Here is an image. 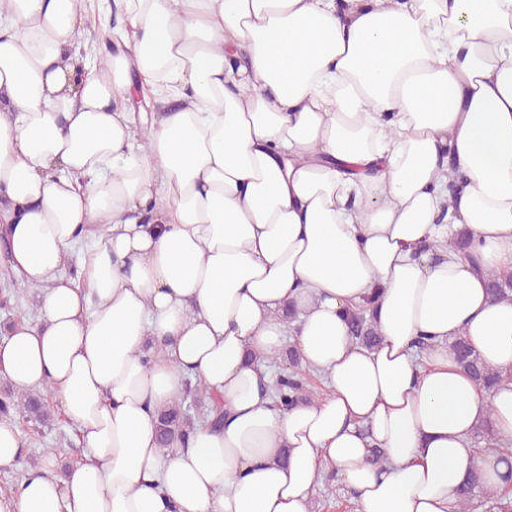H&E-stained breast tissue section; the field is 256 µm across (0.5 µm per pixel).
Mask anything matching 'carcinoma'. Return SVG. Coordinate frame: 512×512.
I'll list each match as a JSON object with an SVG mask.
<instances>
[{
  "label": "carcinoma",
  "mask_w": 512,
  "mask_h": 512,
  "mask_svg": "<svg viewBox=\"0 0 512 512\" xmlns=\"http://www.w3.org/2000/svg\"><path fill=\"white\" fill-rule=\"evenodd\" d=\"M5 294L20 296L28 289L15 273L9 269L3 272ZM488 291L496 300L512 301V272L508 274L489 273ZM369 305L359 306L346 312V320L351 335L357 342L367 348L377 346L379 337L368 317ZM455 349L461 366L473 377L481 390L493 393L512 374L503 375L487 367L479 355L469 346L465 337L455 341ZM288 364L279 368L271 387L270 399L274 406L286 409L294 404L314 398L310 380L299 353L294 348L288 349ZM15 413L22 420L44 425L50 418L42 392L19 394L6 390L0 395V414ZM221 412L211 407L201 382L187 381L183 395L158 417V436L162 445H167L176 437L183 438L198 425L217 426L221 424ZM475 440L487 445L486 451L497 456L508 455V450L496 442L490 423H485L477 431ZM491 505L496 512H512V501L506 495L484 485L481 471L474 469L468 475L459 493V512H477L485 505Z\"/></svg>",
  "instance_id": "carcinoma-1"
}]
</instances>
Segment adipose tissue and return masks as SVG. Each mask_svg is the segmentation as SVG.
Here are the masks:
<instances>
[{"mask_svg":"<svg viewBox=\"0 0 512 512\" xmlns=\"http://www.w3.org/2000/svg\"><path fill=\"white\" fill-rule=\"evenodd\" d=\"M125 11L127 53L98 60L76 45L84 0H0V227L40 291L0 375L51 388L84 450L0 512H311L328 475L356 512H456L475 468L503 490L512 467L474 436L512 441V381L485 396L453 344L512 372V302L487 291L512 271V0ZM371 295L368 350L345 313ZM288 333L330 392L273 410L256 360ZM190 377L224 424L160 447Z\"/></svg>","mask_w":512,"mask_h":512,"instance_id":"adipose-tissue-1","label":"adipose tissue"}]
</instances>
